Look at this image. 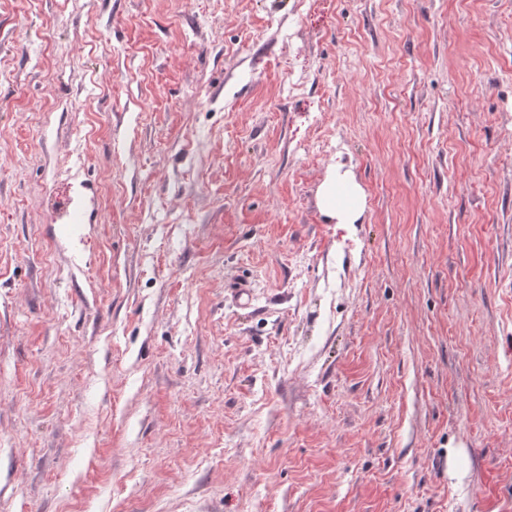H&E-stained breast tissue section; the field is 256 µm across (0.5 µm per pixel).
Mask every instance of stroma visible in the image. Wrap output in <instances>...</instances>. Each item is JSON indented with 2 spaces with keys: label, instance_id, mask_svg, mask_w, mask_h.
<instances>
[{
  "label": "stroma",
  "instance_id": "35a3bbf8",
  "mask_svg": "<svg viewBox=\"0 0 512 512\" xmlns=\"http://www.w3.org/2000/svg\"><path fill=\"white\" fill-rule=\"evenodd\" d=\"M0 512H512V0H0ZM321 205L324 212L339 224H352L362 212L357 186L347 173L333 169L321 189Z\"/></svg>",
  "mask_w": 512,
  "mask_h": 512
}]
</instances>
